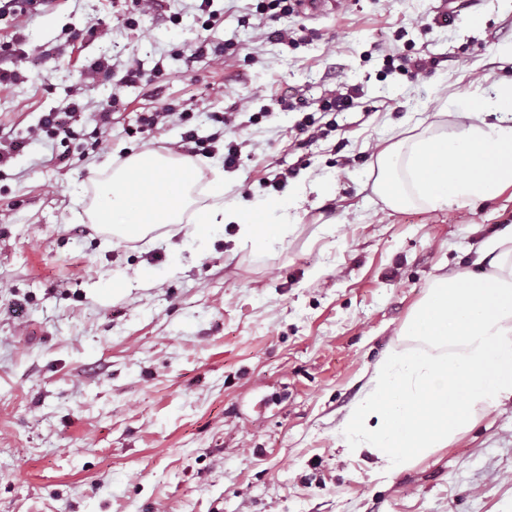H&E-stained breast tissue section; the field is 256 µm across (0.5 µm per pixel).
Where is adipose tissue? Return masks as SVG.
<instances>
[{
	"instance_id": "1",
	"label": "adipose tissue",
	"mask_w": 512,
	"mask_h": 512,
	"mask_svg": "<svg viewBox=\"0 0 512 512\" xmlns=\"http://www.w3.org/2000/svg\"><path fill=\"white\" fill-rule=\"evenodd\" d=\"M500 114L489 123L485 114ZM373 190L388 208L430 210L485 202L512 187V80L473 97L452 124L434 120L414 135L376 153ZM196 165L188 158L144 149L99 181L93 202L97 224L125 241L156 229H182L187 247H200L226 224L259 249L288 234L276 205L241 214L224 205V174L216 172L197 205ZM482 273L438 277L402 333L427 351L387 355L362 396L339 424L347 451L370 450L384 471L447 447L474 423L478 412L512 398V232L486 240Z\"/></svg>"
}]
</instances>
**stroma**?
<instances>
[{"instance_id": "stroma-1", "label": "stroma", "mask_w": 512, "mask_h": 512, "mask_svg": "<svg viewBox=\"0 0 512 512\" xmlns=\"http://www.w3.org/2000/svg\"><path fill=\"white\" fill-rule=\"evenodd\" d=\"M255 6L215 0L207 33L227 52L192 60L176 47L202 31L193 0L148 12L57 0L0 28L28 53L24 80L0 84V132L27 136L74 100L120 99L102 149L87 151L93 127L79 121L78 139L35 141L0 164V512H512V400L390 475L345 453L337 432L375 365L417 348L399 331L433 281L479 272L482 242L512 229L510 194L389 211L371 174L376 146L447 95L463 110L476 78L512 79V0H343L273 30ZM393 52L429 67L409 79L386 65ZM98 58L108 69L89 76ZM131 60L149 81L117 85ZM354 88V108L318 111ZM282 92L316 107L315 137L297 141L300 110L256 120ZM155 111L164 132L138 133ZM183 112L203 136L224 134L210 115L228 114L241 161L225 169L224 201H290L282 245L241 244L228 224L194 255L171 226L116 243L89 225L107 162L178 153ZM271 171L284 189L265 186ZM140 268L154 284L123 287Z\"/></svg>"}]
</instances>
